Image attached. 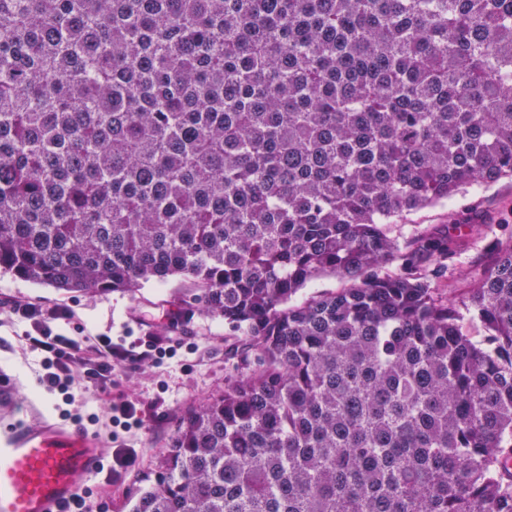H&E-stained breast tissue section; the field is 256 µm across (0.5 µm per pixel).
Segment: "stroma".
I'll return each mask as SVG.
<instances>
[{
    "instance_id": "1",
    "label": "stroma",
    "mask_w": 512,
    "mask_h": 512,
    "mask_svg": "<svg viewBox=\"0 0 512 512\" xmlns=\"http://www.w3.org/2000/svg\"><path fill=\"white\" fill-rule=\"evenodd\" d=\"M506 204L512 205V181L504 179L476 193L410 213L388 225L387 232L402 243L459 218L471 207L485 212L486 227L465 235L456 262L448 270L454 288L439 291L453 306L463 298L467 284L485 273L499 238L497 212ZM193 293L190 282L179 277L147 283L132 293L86 295L0 274V373L13 375L17 381L13 397L0 399V423L38 425L60 417V396L46 394L37 385L43 357L32 352L23 338L30 325L12 320L7 310L10 303L67 307L87 335L110 336L113 344L133 354L132 359L113 362L111 398L88 390L80 378L71 387L74 401L69 410L83 417L96 416L88 431L97 437L103 454L127 448L136 455L135 465L118 476L111 493H104L100 482H93L94 512H129L138 490L154 479L157 458L166 449L178 417L224 389L231 371L229 353L242 341L228 333L223 319L202 309L187 317L177 316L181 299ZM113 402L134 405L139 425L127 431L115 427L109 410Z\"/></svg>"
}]
</instances>
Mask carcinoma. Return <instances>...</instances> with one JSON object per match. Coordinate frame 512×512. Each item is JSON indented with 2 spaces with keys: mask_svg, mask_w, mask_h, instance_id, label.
<instances>
[{
  "mask_svg": "<svg viewBox=\"0 0 512 512\" xmlns=\"http://www.w3.org/2000/svg\"><path fill=\"white\" fill-rule=\"evenodd\" d=\"M502 179L512 0H0V274L247 340L131 512H512V208L385 230ZM512 205V181L508 179L479 189L465 197L457 196L445 203L418 210L406 215L399 224L386 225L389 236L403 243L413 236L450 220L459 218L463 212L474 206L485 212L488 226L480 233L465 234L464 243L457 255L455 265L448 270V278L455 288H440L439 295L448 306L457 305L465 295L467 284L482 277L488 267V257L495 247L499 230L496 223L497 212L503 205ZM461 274V275H460ZM342 286V281L335 276H324L312 282L307 288H303L295 296L294 302H300L309 295L336 292Z\"/></svg>",
  "mask_w": 512,
  "mask_h": 512,
  "instance_id": "obj_1",
  "label": "carcinoma"
}]
</instances>
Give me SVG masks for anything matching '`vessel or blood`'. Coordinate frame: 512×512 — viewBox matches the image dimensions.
<instances>
[{
	"instance_id": "b4317fda",
	"label": "vessel or blood",
	"mask_w": 512,
	"mask_h": 512,
	"mask_svg": "<svg viewBox=\"0 0 512 512\" xmlns=\"http://www.w3.org/2000/svg\"><path fill=\"white\" fill-rule=\"evenodd\" d=\"M95 438L47 423L0 431V512H65L98 472Z\"/></svg>"
}]
</instances>
